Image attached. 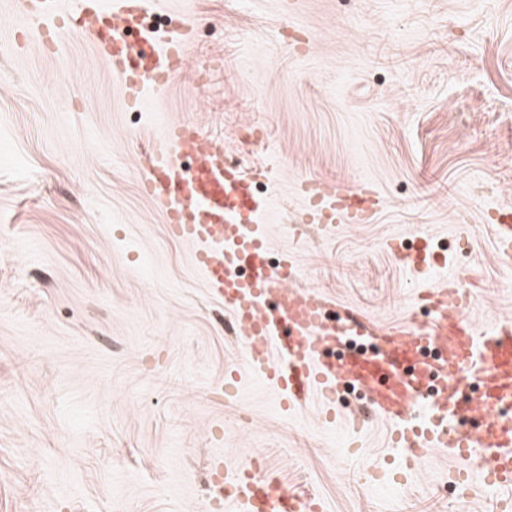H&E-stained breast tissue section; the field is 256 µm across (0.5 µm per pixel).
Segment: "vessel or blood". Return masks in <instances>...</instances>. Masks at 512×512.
<instances>
[{"label":"vessel or blood","mask_w":512,"mask_h":512,"mask_svg":"<svg viewBox=\"0 0 512 512\" xmlns=\"http://www.w3.org/2000/svg\"><path fill=\"white\" fill-rule=\"evenodd\" d=\"M42 40L61 28L81 32L106 62L128 105L142 106L146 86L166 88L186 65L193 25L184 22L164 42L149 39L150 69L131 67L123 32L136 26L145 0H18ZM142 187L166 219L172 236L193 245L194 264L211 296L223 301L241 336L246 370L263 379L291 410L318 396L335 409L343 385L364 389L366 404L349 423L377 418L394 430L406 470L432 448L447 449L469 496L483 487H512V320L478 329L466 310L476 296L456 279L421 291L432 317L383 329L346 308L330 320L333 299L297 285L292 252L269 266L264 217L269 202L255 184L269 169L242 171L199 127L163 125L139 154ZM305 217L323 229L367 224L379 195L367 185L340 188L318 179L301 182ZM474 399L464 393L470 385ZM225 502L238 512H324L319 496L293 495L251 465L216 475Z\"/></svg>","instance_id":"obj_1"}]
</instances>
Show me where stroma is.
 Masks as SVG:
<instances>
[{
  "mask_svg": "<svg viewBox=\"0 0 512 512\" xmlns=\"http://www.w3.org/2000/svg\"><path fill=\"white\" fill-rule=\"evenodd\" d=\"M147 0L194 22L189 72L129 109L85 38L59 50L0 0V512H215L211 468L251 462L325 512H496L465 502L447 450L403 482L392 428L285 411L265 383L224 386L243 351L223 303L145 195L137 138L209 132L263 185L272 258L381 327L428 322L419 288L476 279L478 328L512 316L493 227L512 211V0ZM221 58L206 85L195 67ZM370 184L369 224L300 223L302 179ZM429 244L444 265L399 267Z\"/></svg>",
  "mask_w": 512,
  "mask_h": 512,
  "instance_id": "obj_1",
  "label": "stroma"
}]
</instances>
